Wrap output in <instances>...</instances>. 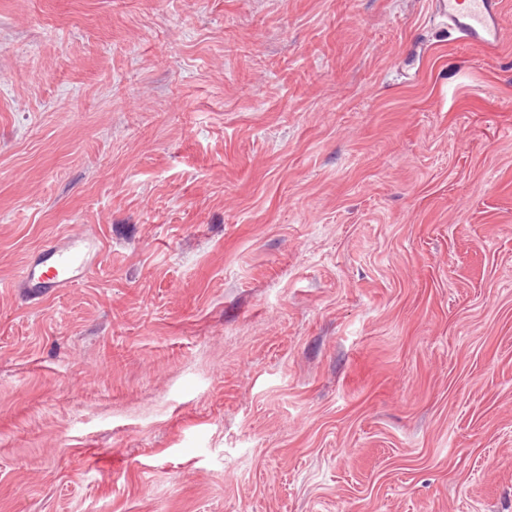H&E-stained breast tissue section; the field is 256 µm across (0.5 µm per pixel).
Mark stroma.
I'll list each match as a JSON object with an SVG mask.
<instances>
[{
	"label": "stroma",
	"instance_id": "1",
	"mask_svg": "<svg viewBox=\"0 0 512 512\" xmlns=\"http://www.w3.org/2000/svg\"><path fill=\"white\" fill-rule=\"evenodd\" d=\"M0 512H512V43L0 0ZM96 239L87 232H73L61 246H50L25 263L18 276L19 286L29 301L44 298L82 281L89 268L91 252H97Z\"/></svg>",
	"mask_w": 512,
	"mask_h": 512
}]
</instances>
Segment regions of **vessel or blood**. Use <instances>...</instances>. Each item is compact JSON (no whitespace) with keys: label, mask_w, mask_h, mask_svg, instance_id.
Segmentation results:
<instances>
[{"label":"vessel or blood","mask_w":512,"mask_h":512,"mask_svg":"<svg viewBox=\"0 0 512 512\" xmlns=\"http://www.w3.org/2000/svg\"><path fill=\"white\" fill-rule=\"evenodd\" d=\"M435 15L457 42L484 51H495L511 38L502 22V0H431ZM96 239L86 232L67 235L61 246H50L25 263L19 286L29 301H40L82 281Z\"/></svg>","instance_id":"b4317fda"}]
</instances>
